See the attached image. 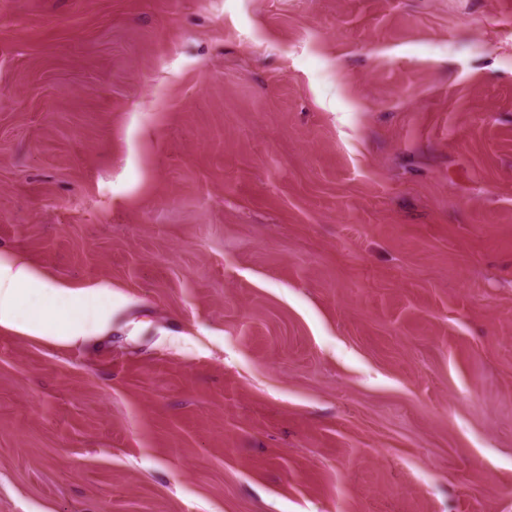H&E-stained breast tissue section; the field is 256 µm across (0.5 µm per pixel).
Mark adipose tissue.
<instances>
[{"instance_id":"adipose-tissue-1","label":"adipose tissue","mask_w":512,"mask_h":512,"mask_svg":"<svg viewBox=\"0 0 512 512\" xmlns=\"http://www.w3.org/2000/svg\"><path fill=\"white\" fill-rule=\"evenodd\" d=\"M103 294L99 287L72 294L69 289L47 282L23 259L0 254V326L36 333L37 323L23 319L19 313L20 300L36 296L42 298L44 308L71 311L62 339L72 341L105 325L110 310L101 301Z\"/></svg>"}]
</instances>
